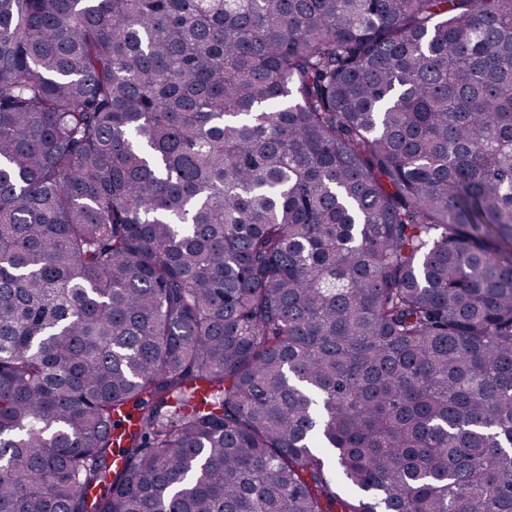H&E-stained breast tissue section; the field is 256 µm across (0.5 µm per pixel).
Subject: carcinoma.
<instances>
[{
  "label": "carcinoma",
  "mask_w": 512,
  "mask_h": 512,
  "mask_svg": "<svg viewBox=\"0 0 512 512\" xmlns=\"http://www.w3.org/2000/svg\"><path fill=\"white\" fill-rule=\"evenodd\" d=\"M329 468L512 512V0H0V512Z\"/></svg>",
  "instance_id": "1"
}]
</instances>
